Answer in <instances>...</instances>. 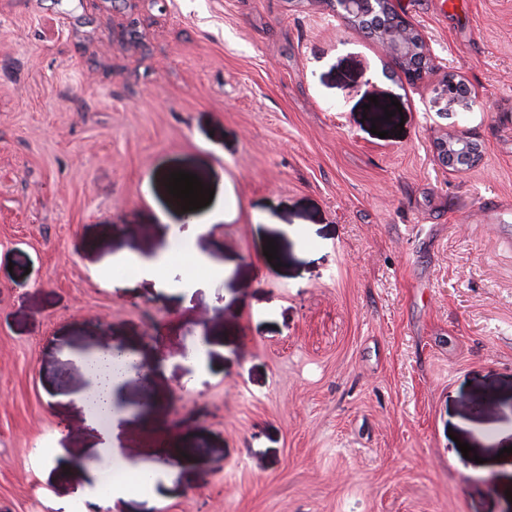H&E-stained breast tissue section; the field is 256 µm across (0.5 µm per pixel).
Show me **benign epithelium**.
Returning <instances> with one entry per match:
<instances>
[{"label":"benign epithelium","mask_w":512,"mask_h":512,"mask_svg":"<svg viewBox=\"0 0 512 512\" xmlns=\"http://www.w3.org/2000/svg\"><path fill=\"white\" fill-rule=\"evenodd\" d=\"M336 14L351 27L375 40L410 84L422 80L435 69V58L419 31L396 10L393 0H330ZM463 79L448 74L433 101L438 112L472 110L475 99L462 93ZM436 162L444 169L466 172L477 167L483 158L482 145L466 130H445L433 140Z\"/></svg>","instance_id":"7a95c632"}]
</instances>
